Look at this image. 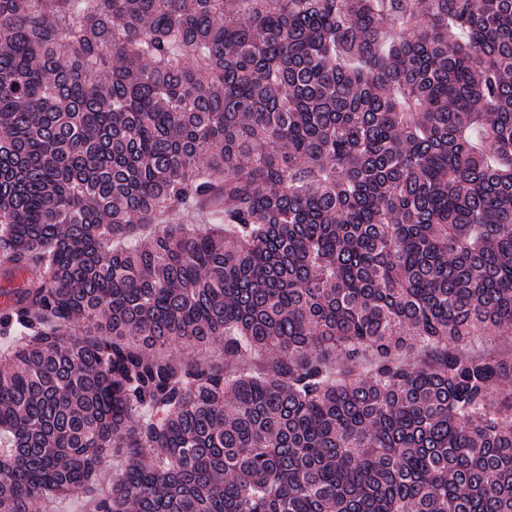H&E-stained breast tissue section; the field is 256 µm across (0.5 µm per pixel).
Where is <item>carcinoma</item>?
Wrapping results in <instances>:
<instances>
[{
	"instance_id": "1",
	"label": "carcinoma",
	"mask_w": 512,
	"mask_h": 512,
	"mask_svg": "<svg viewBox=\"0 0 512 512\" xmlns=\"http://www.w3.org/2000/svg\"><path fill=\"white\" fill-rule=\"evenodd\" d=\"M508 325L512 0H0V512H512Z\"/></svg>"
}]
</instances>
